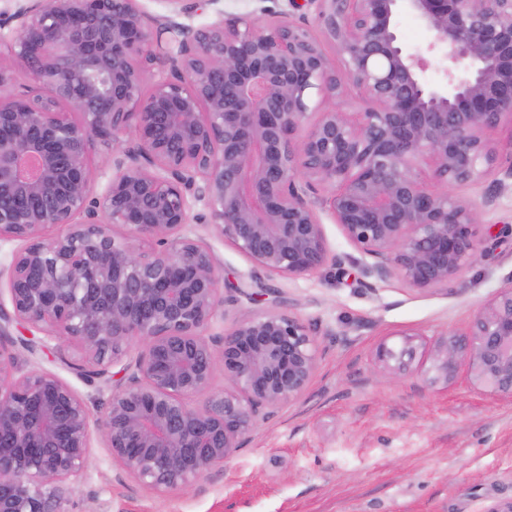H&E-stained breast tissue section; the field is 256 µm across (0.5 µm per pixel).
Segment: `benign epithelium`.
I'll return each instance as SVG.
<instances>
[{"label":"benign epithelium","mask_w":512,"mask_h":512,"mask_svg":"<svg viewBox=\"0 0 512 512\" xmlns=\"http://www.w3.org/2000/svg\"><path fill=\"white\" fill-rule=\"evenodd\" d=\"M289 4L314 9L364 111L327 107L309 122L314 97L335 98L340 80L305 23L270 10L194 29L144 20L138 0H30L0 34L12 61L0 90L18 70L41 90L0 97V240L22 242L13 313L65 339L92 379L140 343L96 426L122 472L159 494L230 458L262 411L305 392L317 358L311 329L284 313L242 319L215 348L204 331L224 304L221 278L191 225H214L257 271L296 278L330 259L326 212L373 259L366 276L432 289L477 261L478 208L512 191L511 143L481 203L451 192L498 165L484 133L512 120V0ZM402 13L431 33L425 52L400 41ZM432 60L438 87L420 77ZM98 144L112 149L101 195ZM426 351L431 383L464 367L512 399V281ZM414 353L382 344L376 358L387 368ZM219 361L232 388L189 405ZM90 443L86 402L50 373L16 375L0 343V512H68Z\"/></svg>","instance_id":"1"}]
</instances>
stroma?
I'll return each instance as SVG.
<instances>
[{
  "mask_svg": "<svg viewBox=\"0 0 512 512\" xmlns=\"http://www.w3.org/2000/svg\"><path fill=\"white\" fill-rule=\"evenodd\" d=\"M149 17L173 14L168 0H139ZM268 8L290 12L288 0H216L178 22L199 28L218 15ZM489 182L455 187L478 202L483 254L448 285L418 289L394 277L364 275L369 261L329 216L324 232L336 263L313 274L255 277L252 262L211 225L192 234L210 248L222 276L224 315L207 328L222 343L248 316L286 313L316 331L317 364L306 391L261 421L242 448L190 487L160 495L121 474L100 434H93L87 477L69 495L70 512H487L512 499V400L474 387L466 374L431 384L422 346L443 332L468 328L478 310L512 282V196L482 206ZM5 343L19 372L54 374L100 417L113 387L125 383L138 350L130 348L105 378L87 381L61 338L46 339L13 318L0 281ZM32 340L36 351L24 343ZM417 351L380 375V344Z\"/></svg>",
  "mask_w": 512,
  "mask_h": 512,
  "instance_id": "obj_1",
  "label": "stroma"
}]
</instances>
